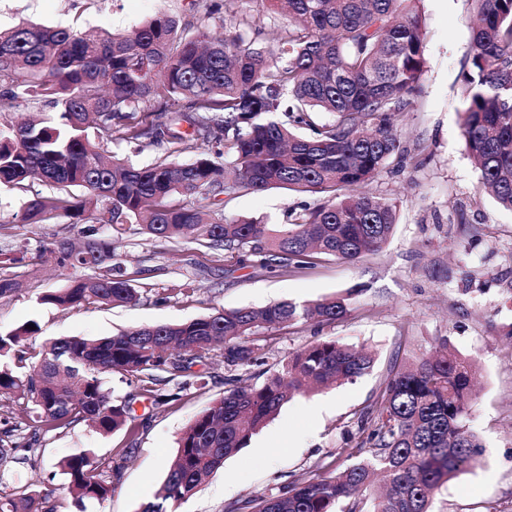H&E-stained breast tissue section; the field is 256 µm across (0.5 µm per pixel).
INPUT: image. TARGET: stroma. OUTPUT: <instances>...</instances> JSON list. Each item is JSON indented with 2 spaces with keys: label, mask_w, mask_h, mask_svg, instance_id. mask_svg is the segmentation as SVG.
Here are the masks:
<instances>
[{
  "label": "stroma",
  "mask_w": 512,
  "mask_h": 512,
  "mask_svg": "<svg viewBox=\"0 0 512 512\" xmlns=\"http://www.w3.org/2000/svg\"><path fill=\"white\" fill-rule=\"evenodd\" d=\"M425 19L428 68L416 111L397 113L393 124L408 159H390L372 184L374 193L397 204L398 224L375 254L347 263L322 259L297 273L273 275L247 267L226 275L223 264L193 244L129 236L118 260L134 274L137 304L78 307L43 305V293L66 288L72 271L50 263L28 266L19 294L0 299V331L37 321L40 340L101 337L144 324L173 323L217 309L259 308L289 301L302 306L348 295V314L334 325L300 320L276 329L264 366L252 367L251 383L281 368L291 353L332 337L375 355L371 372L355 382L295 396L249 445L225 460L176 512H226L229 504L266 494L343 447L354 416L370 405L393 362L405 361L440 341L476 362V398L467 424L484 448L479 464L449 480L433 497L432 512H512V212L500 208L480 186V172L461 136L459 73L470 53L469 0H420ZM159 13L191 30L214 28L201 0H0V30L23 23L105 28L126 32ZM30 192L0 189V248L38 245L62 235L79 239L82 227L55 221L25 224L21 214ZM318 196L280 189L244 192L224 208L227 217L252 216L285 224L300 205ZM191 295L172 292L185 278ZM206 389L185 390L173 405L152 410L131 398L136 437L101 435L83 424L40 435L35 466L0 471V496L48 481L53 512H140L165 477L182 430L223 396L227 373L221 359L208 365ZM135 445L122 461L121 478L103 502L77 507L58 463L87 450L103 457Z\"/></svg>",
  "instance_id": "1"
}]
</instances>
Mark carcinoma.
Here are the masks:
<instances>
[{
    "instance_id": "carcinoma-1",
    "label": "carcinoma",
    "mask_w": 512,
    "mask_h": 512,
    "mask_svg": "<svg viewBox=\"0 0 512 512\" xmlns=\"http://www.w3.org/2000/svg\"><path fill=\"white\" fill-rule=\"evenodd\" d=\"M237 0H210L234 31H179L160 14L133 31L74 30L23 24L0 32V113L21 99L54 115L0 122V186L47 188L28 200L25 224L89 218L107 226L82 231V242L56 238L45 254L63 269H84L44 304L124 306L139 300L132 279L112 263L131 234L199 245L233 273L258 267L284 274L322 257L356 262L392 236L397 206L369 189L388 158L401 153L394 112H411L427 71L418 0H266L288 27L262 49L252 47L250 21ZM476 21L461 67V133L481 184L512 211V0H471ZM163 100L158 101V92ZM331 112L335 121L319 122ZM153 145L166 154L196 152L189 164L139 166L109 154V144ZM317 194L291 222L272 228L256 218L189 199L233 200L243 191ZM27 251H0V270L25 264ZM348 298L299 307L217 309L180 323L140 326L109 337H60L39 346L35 321L0 332V397L21 408L22 423L0 429V468L33 450L37 434L81 423L101 433L136 436L130 402L105 379L120 375L150 405L178 399L206 366L223 358L224 396L181 433L155 499L142 512H170L195 494L224 461L297 394L353 382L374 357L333 338L288 357L260 385L242 374L263 364L267 332L299 319L331 325L346 318ZM394 364L374 404L356 418V433L336 456L320 460L265 495L232 503L227 512H430L445 483L475 467L481 444L467 426L474 361L448 349ZM31 431L25 436V431ZM79 505L112 495L119 467L86 452L61 461ZM49 488L27 486L0 496V512H46Z\"/></svg>"
}]
</instances>
